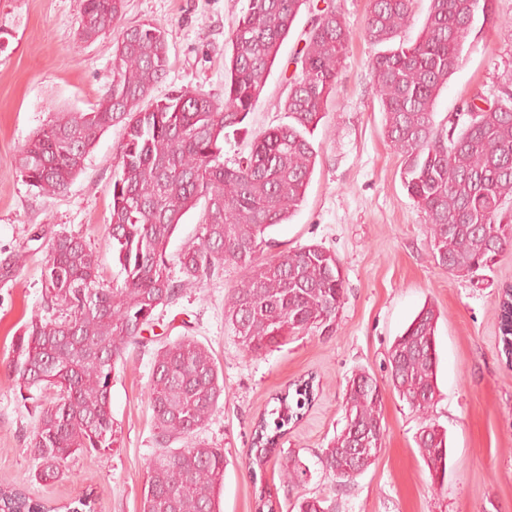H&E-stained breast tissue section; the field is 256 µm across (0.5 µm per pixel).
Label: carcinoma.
Returning <instances> with one entry per match:
<instances>
[{
  "label": "carcinoma",
  "instance_id": "1",
  "mask_svg": "<svg viewBox=\"0 0 512 512\" xmlns=\"http://www.w3.org/2000/svg\"><path fill=\"white\" fill-rule=\"evenodd\" d=\"M125 0H84L80 35L95 41L112 33ZM311 0H248L228 37L224 101L191 87L144 107L167 73L166 30L154 23L125 29L107 48L112 81L88 112H61L19 151L17 170L46 195L64 192L84 170L99 136L123 124L119 173L112 182V255L124 274L107 285L99 255L84 239L51 238L44 266L48 300L65 314L35 313L12 344L9 367L19 389L52 390L40 405L30 447L38 476L57 479L69 460L118 442L112 417V373L131 347L143 343L159 308L217 267L234 264L244 277L227 296L224 319L243 353L266 355L288 337L333 333L345 301L336 255L311 244L262 257L266 234L286 223L304 200L319 149L314 132L345 68L350 32L338 8L317 10L304 45L290 63L284 111L289 122L268 131L245 157L224 160L225 130L244 122L259 101L283 41ZM415 0H372L365 36L384 50L371 63L384 136L401 157V178L430 224L435 263L468 274L495 263L512 245V88L469 101L449 127L434 121L442 88L461 63L463 45L479 22L492 20V0H429L415 41L397 40ZM202 206L199 242L178 255L181 280L167 272L166 247L183 216ZM503 349L512 360V286L498 303ZM424 307L394 342L390 381L400 398L425 416L437 389L436 324ZM296 405L277 398L273 423L254 430L252 463L277 450L283 428L313 398L310 380L296 384ZM224 398V378L210 351L192 336L160 347L154 356L148 399L159 431L147 464L143 512H220L217 490L228 465L224 449L194 440ZM382 394L361 372L349 381L345 426L321 457L341 483L353 480L382 447ZM181 440L184 448H170ZM368 447L355 459L349 449ZM418 447L433 475L446 472V433L428 423ZM296 512H330L320 497L303 498ZM0 512H59L23 490L0 487Z\"/></svg>",
  "mask_w": 512,
  "mask_h": 512
}]
</instances>
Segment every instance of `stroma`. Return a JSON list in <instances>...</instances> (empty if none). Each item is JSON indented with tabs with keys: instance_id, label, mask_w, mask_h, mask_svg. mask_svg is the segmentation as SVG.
Returning <instances> with one entry per match:
<instances>
[{
	"instance_id": "stroma-1",
	"label": "stroma",
	"mask_w": 512,
	"mask_h": 512,
	"mask_svg": "<svg viewBox=\"0 0 512 512\" xmlns=\"http://www.w3.org/2000/svg\"><path fill=\"white\" fill-rule=\"evenodd\" d=\"M336 4L351 36L345 72L314 133L320 156L305 199L270 233L281 250L316 243L336 254L346 300L335 333L293 336L266 356H245L224 320L225 299L243 272L228 264L216 269L176 304L158 310L143 345L129 348L125 364L117 366L116 446L76 456L65 478L42 482L29 447L38 410L13 379L11 347L24 322L47 310L43 269L55 234L82 237L98 252L105 283H122L108 226L124 131L115 125L99 137L83 172L63 193L48 196L25 182L16 168L20 148L56 113L89 111L110 83L112 56L105 40L80 37L83 0H0V260L22 259L15 280L0 284V485L56 504L87 496L94 512H143L146 461L158 446L148 400L154 354L192 336L209 349L224 377L220 407L197 435L223 449L228 460L220 512H256L263 490L277 501L276 512H289L296 499L311 496L325 498L333 512H512V363L502 350L497 309L502 289L512 285V248L492 268L466 276L434 262L429 226L383 135L371 76L378 48L363 31L370 0ZM246 6L247 0H125L112 33L144 22L167 30L170 67L152 98L193 87L220 100L225 40ZM494 8L497 23L470 34L459 69L437 98V123L466 100L512 80V0H494ZM311 18L301 10L243 131L228 133L225 158L247 155L254 136L287 123L282 72ZM426 306L438 315L439 361L437 396L424 419L393 389L388 358ZM360 372L374 376L382 391V447L362 474L335 485L319 457L345 425L346 390ZM308 378L314 381L311 405L288 426L262 469L250 474L256 422L269 415L276 395ZM427 420L448 437L446 473L438 478L416 444ZM294 457L306 470L297 483L283 477Z\"/></svg>"
}]
</instances>
